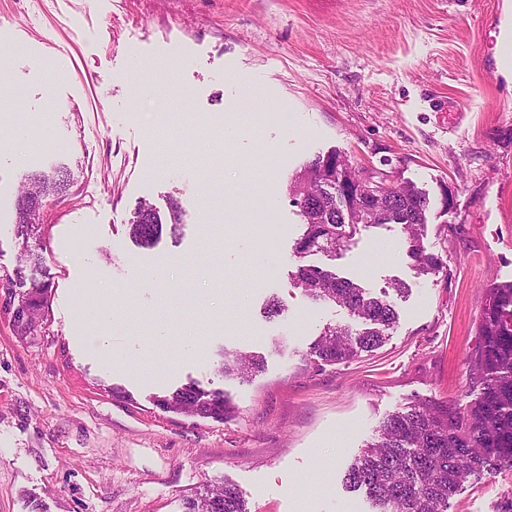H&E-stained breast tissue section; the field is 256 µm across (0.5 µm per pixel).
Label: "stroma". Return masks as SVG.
I'll use <instances>...</instances> for the list:
<instances>
[{
  "mask_svg": "<svg viewBox=\"0 0 512 512\" xmlns=\"http://www.w3.org/2000/svg\"><path fill=\"white\" fill-rule=\"evenodd\" d=\"M0 32V279L18 265L20 186L70 174L30 241L50 285L43 323L23 340L0 312V512H184L223 480L249 512H371L348 466L387 415L467 402L486 291L512 281V0H0ZM34 121L61 149L19 137ZM331 150L428 194L425 245L444 263L416 276L396 224L307 255L399 315L381 347L339 364L309 345L351 316L290 279L303 225L287 185ZM266 195L288 227L272 279L253 246ZM172 197L179 231L136 246L139 202ZM89 279L111 304L76 307ZM272 298L282 316L265 317ZM226 351L264 367L224 378ZM190 382L223 391L234 416L154 405ZM510 496L506 466L448 512H499Z\"/></svg>",
  "mask_w": 512,
  "mask_h": 512,
  "instance_id": "obj_1",
  "label": "stroma"
}]
</instances>
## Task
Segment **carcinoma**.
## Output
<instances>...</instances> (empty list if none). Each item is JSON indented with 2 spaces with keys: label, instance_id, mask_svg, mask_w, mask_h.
Segmentation results:
<instances>
[{
  "label": "carcinoma",
  "instance_id": "obj_1",
  "mask_svg": "<svg viewBox=\"0 0 512 512\" xmlns=\"http://www.w3.org/2000/svg\"><path fill=\"white\" fill-rule=\"evenodd\" d=\"M340 155L331 152L309 161L288 185L292 203L298 207L305 229L293 245L304 257L312 252L334 253L355 236L362 225L350 224L343 213L347 195L362 190L360 172L346 166L337 169ZM67 170L55 168L51 174L35 173L28 178L21 195L35 190L46 195L65 191ZM428 195L405 183L399 196L382 204L374 223L399 224L407 254L418 275L440 271L441 259L426 250ZM16 237L21 239V264L5 286L16 296L34 298L48 293L49 284L26 275L37 269L44 257L29 249V239L39 233L33 216L17 212ZM180 202L169 199L162 213L141 203L128 224L130 238L148 248L164 228L176 233L182 224ZM293 286L314 301L345 308L359 323L324 328L310 344L319 360L336 364L379 347L398 322L394 305L368 292L351 278L320 265H300ZM481 343L469 358L470 384L475 397L465 405L439 404L418 400L398 410L379 425L377 437L366 445L348 468L346 485L361 490L374 512H447L448 501L470 478L498 465L512 466V282L487 289L479 323ZM264 366L262 356L243 352L224 353L219 371L224 376L246 382ZM162 408L191 417L222 421L234 413L232 403L220 391H205L194 384L156 398ZM185 512H248L241 491L224 482L196 497L184 500Z\"/></svg>",
  "mask_w": 512,
  "mask_h": 512
}]
</instances>
